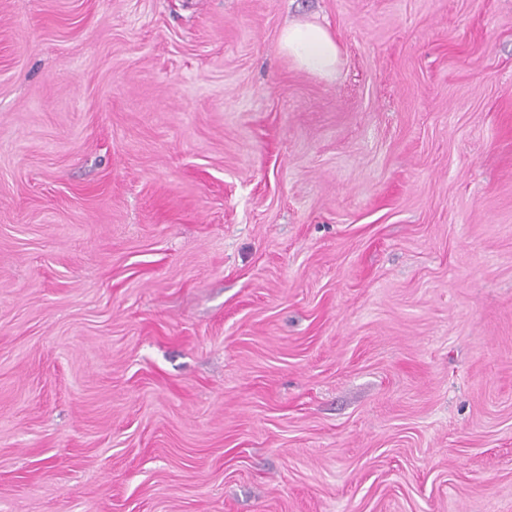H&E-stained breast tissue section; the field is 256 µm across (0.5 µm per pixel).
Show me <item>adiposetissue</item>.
<instances>
[{
    "instance_id": "obj_1",
    "label": "adipose tissue",
    "mask_w": 512,
    "mask_h": 512,
    "mask_svg": "<svg viewBox=\"0 0 512 512\" xmlns=\"http://www.w3.org/2000/svg\"><path fill=\"white\" fill-rule=\"evenodd\" d=\"M281 50L300 67L330 76L336 71L339 51L335 41L322 27L314 24H295L283 29Z\"/></svg>"
}]
</instances>
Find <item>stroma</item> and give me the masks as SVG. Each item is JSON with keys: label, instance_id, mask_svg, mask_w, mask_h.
<instances>
[{"label": "stroma", "instance_id": "obj_1", "mask_svg": "<svg viewBox=\"0 0 512 512\" xmlns=\"http://www.w3.org/2000/svg\"><path fill=\"white\" fill-rule=\"evenodd\" d=\"M0 512H512V0H0ZM280 49L312 73L331 76L336 72L338 47L329 33L318 25L295 24L284 28Z\"/></svg>", "mask_w": 512, "mask_h": 512}]
</instances>
